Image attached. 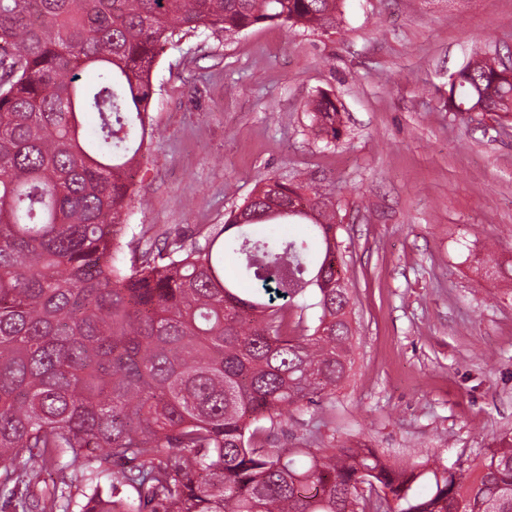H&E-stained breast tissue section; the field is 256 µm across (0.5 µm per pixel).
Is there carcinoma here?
<instances>
[{
	"mask_svg": "<svg viewBox=\"0 0 512 512\" xmlns=\"http://www.w3.org/2000/svg\"><path fill=\"white\" fill-rule=\"evenodd\" d=\"M340 2L0 0V492L18 512H512L511 436L471 481L428 457L266 446L347 377L329 195L270 179L203 245L124 242L158 49L201 27L328 31ZM448 107L512 112L498 54L451 75ZM339 113L319 93L315 135L337 138Z\"/></svg>",
	"mask_w": 512,
	"mask_h": 512,
	"instance_id": "cac0c4a2",
	"label": "carcinoma"
}]
</instances>
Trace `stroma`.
<instances>
[{"label": "stroma", "mask_w": 512, "mask_h": 512, "mask_svg": "<svg viewBox=\"0 0 512 512\" xmlns=\"http://www.w3.org/2000/svg\"><path fill=\"white\" fill-rule=\"evenodd\" d=\"M322 32L199 29L161 51L134 179L136 238L223 223L262 179L331 193L354 296L335 398L269 443L422 455L473 477L512 435V115L452 112L448 78L512 49V0H344ZM329 93L339 138L315 137ZM497 266L486 270V247ZM311 127L315 135L336 139L340 133V108L336 101L326 92L319 93L311 102Z\"/></svg>", "instance_id": "stroma-1"}]
</instances>
